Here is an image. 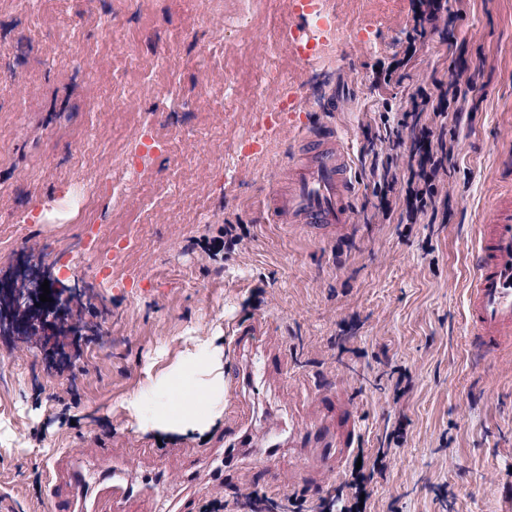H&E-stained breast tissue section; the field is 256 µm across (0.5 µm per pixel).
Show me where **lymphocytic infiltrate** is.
Returning <instances> with one entry per match:
<instances>
[{"instance_id":"f902f5d3","label":"lymphocytic infiltrate","mask_w":512,"mask_h":512,"mask_svg":"<svg viewBox=\"0 0 512 512\" xmlns=\"http://www.w3.org/2000/svg\"><path fill=\"white\" fill-rule=\"evenodd\" d=\"M465 0H413V31L402 58L375 70L376 84L403 81L405 69L414 58L418 38L439 20L455 24L465 14ZM469 82L432 78L431 87L410 94L400 105L396 124L366 130L363 155L369 160L374 178L375 209L385 215L404 211L408 221L431 225L447 222L449 197L439 195L435 180L439 174L458 167V131L476 116L468 99ZM404 421L388 431L385 447L379 448L372 464L350 469L333 492L319 497L313 506L296 501L294 512H363L361 495L386 474L391 444L402 441Z\"/></svg>"}]
</instances>
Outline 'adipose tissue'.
Returning <instances> with one entry per match:
<instances>
[{"mask_svg":"<svg viewBox=\"0 0 512 512\" xmlns=\"http://www.w3.org/2000/svg\"><path fill=\"white\" fill-rule=\"evenodd\" d=\"M215 360V351L201 347L158 386L133 397L128 407L140 429L182 432L199 430L211 423L218 414L223 393L218 386L200 383L198 376L210 369Z\"/></svg>","mask_w":512,"mask_h":512,"instance_id":"obj_1","label":"adipose tissue"}]
</instances>
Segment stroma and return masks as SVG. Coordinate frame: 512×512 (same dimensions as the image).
I'll return each instance as SVG.
<instances>
[{"mask_svg": "<svg viewBox=\"0 0 512 512\" xmlns=\"http://www.w3.org/2000/svg\"><path fill=\"white\" fill-rule=\"evenodd\" d=\"M412 8L330 0L342 36L306 62L286 45L289 29L314 25L294 0H36L24 13L0 0V290L31 269L93 297L71 313L83 344L53 328L45 346L0 334V512H46V460L78 446L89 459L108 449L126 474L165 472L160 497L188 477L203 499L229 504L244 488L276 501L297 493L312 460L296 449L277 448L274 485L257 464L263 445L239 449L219 481L183 456L220 447L235 416L202 432H144L126 407L205 343L229 380L234 326L252 316L284 361L260 392L240 391L256 417L313 428L312 399L331 382L357 404L369 456L405 417L368 512H512V352L473 359L462 320L476 226L512 192V0H471L453 37L428 31L403 83L375 85L378 63L403 54ZM358 38L370 45L363 59L350 51ZM459 62L479 109L457 171L438 179L453 214L406 235L371 207L364 129ZM277 84L310 114L331 94L347 102L324 115L347 135L362 192L356 223L333 238L266 221L264 198L298 135L292 117L264 118L263 92ZM146 135L160 146L138 169ZM90 177L101 191L81 214L64 184ZM227 224L251 234L223 257ZM87 225L101 240L92 254ZM350 319L354 351L342 354L336 333ZM100 336L112 341L105 359ZM391 365L415 381L397 405Z\"/></svg>", "mask_w": 512, "mask_h": 512, "instance_id": "stroma-1", "label": "stroma"}]
</instances>
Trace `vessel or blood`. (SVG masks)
<instances>
[{
	"instance_id": "obj_1",
	"label": "vessel or blood",
	"mask_w": 512,
	"mask_h": 512,
	"mask_svg": "<svg viewBox=\"0 0 512 512\" xmlns=\"http://www.w3.org/2000/svg\"><path fill=\"white\" fill-rule=\"evenodd\" d=\"M284 171L285 178L270 190L268 223L303 224L325 235L354 223V200L361 185L352 171L348 146L333 125H317L301 136ZM470 265L466 335L472 352L489 360L512 347V194L498 199L478 225ZM262 334L261 318H248L238 326L233 383L255 386L258 374L273 366L269 355L252 354ZM314 407L320 421L309 438L322 450L320 467L332 473L342 471L360 446L356 408L332 385L318 389ZM81 454L77 448L53 460L61 489L52 497L51 512H117L119 505L131 499L153 497L151 488L113 472L110 455H98L90 472L81 467Z\"/></svg>"
}]
</instances>
